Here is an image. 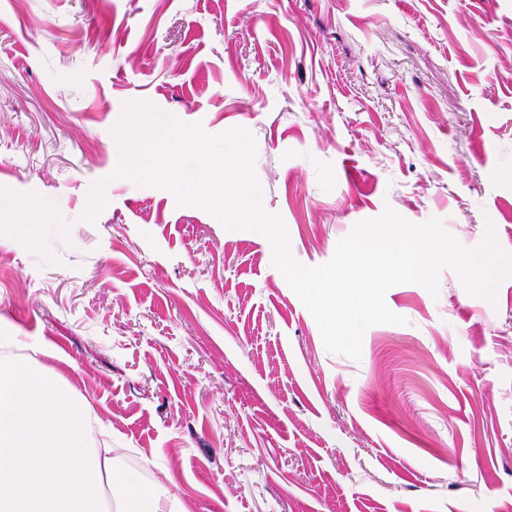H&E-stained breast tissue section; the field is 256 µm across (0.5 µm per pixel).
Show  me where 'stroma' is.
Segmentation results:
<instances>
[{
    "label": "stroma",
    "instance_id": "stroma-1",
    "mask_svg": "<svg viewBox=\"0 0 512 512\" xmlns=\"http://www.w3.org/2000/svg\"><path fill=\"white\" fill-rule=\"evenodd\" d=\"M131 102L250 130L303 264L387 205L512 254V0H0V353L52 347L187 512H512V276L329 353L263 235L112 179Z\"/></svg>",
    "mask_w": 512,
    "mask_h": 512
}]
</instances>
